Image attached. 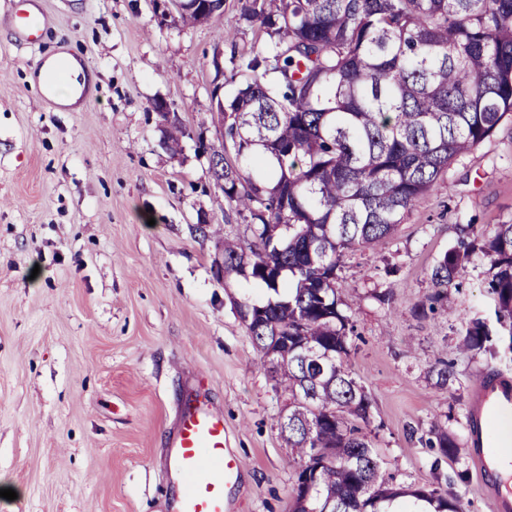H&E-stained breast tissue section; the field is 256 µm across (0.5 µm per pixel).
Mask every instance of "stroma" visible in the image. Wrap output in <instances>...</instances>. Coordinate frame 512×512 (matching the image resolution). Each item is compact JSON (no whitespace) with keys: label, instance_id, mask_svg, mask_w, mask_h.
<instances>
[{"label":"stroma","instance_id":"35a3bbf8","mask_svg":"<svg viewBox=\"0 0 512 512\" xmlns=\"http://www.w3.org/2000/svg\"><path fill=\"white\" fill-rule=\"evenodd\" d=\"M47 32L11 43L0 24V512H166L164 440L187 392L224 414L241 480L234 512H288L297 481L277 389L238 314L264 285L222 280L224 239L251 236L209 169L221 145L213 97L229 100L243 58L273 41L224 0L185 27L154 0H43ZM80 54L95 75L79 111L50 106L29 81L39 58ZM224 71L216 73L213 62ZM166 100L182 130L163 144ZM221 238L197 232L199 216ZM512 223V119L454 160L397 232L345 253L337 271L356 325L348 366L371 400L368 429L394 484L440 487L464 512H492L468 453L425 446L442 421L466 444L471 387L486 367L512 377V340L464 351L473 321L495 323L489 261L473 255L449 301L417 315L429 275L460 229ZM391 291L381 304L377 295ZM454 372L440 389L437 359Z\"/></svg>","mask_w":512,"mask_h":512}]
</instances>
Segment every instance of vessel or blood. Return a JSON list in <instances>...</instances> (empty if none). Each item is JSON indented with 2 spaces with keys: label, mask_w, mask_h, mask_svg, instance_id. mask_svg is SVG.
I'll return each mask as SVG.
<instances>
[{
  "label": "vessel or blood",
  "mask_w": 512,
  "mask_h": 512,
  "mask_svg": "<svg viewBox=\"0 0 512 512\" xmlns=\"http://www.w3.org/2000/svg\"><path fill=\"white\" fill-rule=\"evenodd\" d=\"M46 25L39 0H22L7 22L20 43L36 41ZM467 432L468 454L484 495L494 512H512V380L484 375L475 382ZM168 446L173 475L182 485L168 512H232L240 465L224 416L206 395L187 399Z\"/></svg>",
  "instance_id": "vessel-or-blood-1"
}]
</instances>
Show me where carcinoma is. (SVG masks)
<instances>
[{
  "label": "carcinoma",
  "mask_w": 512,
  "mask_h": 512,
  "mask_svg": "<svg viewBox=\"0 0 512 512\" xmlns=\"http://www.w3.org/2000/svg\"><path fill=\"white\" fill-rule=\"evenodd\" d=\"M274 39L242 61L224 105L235 160L211 168L225 198L258 219L252 236L224 240V277L263 283L270 296L237 304L271 379L290 394L281 417L298 459L289 512H463L441 488L394 485L381 472L370 400L348 368L355 324L337 270L347 251L393 235L453 160L512 117V0H263L245 7ZM481 253L494 274L498 333L512 341V224L477 234L470 224L430 278L448 287ZM288 337V344L278 337ZM464 350L495 354L475 321ZM453 382L448 362L430 370ZM429 447L460 446L435 423Z\"/></svg>",
  "instance_id": "cac0c4a2"
}]
</instances>
